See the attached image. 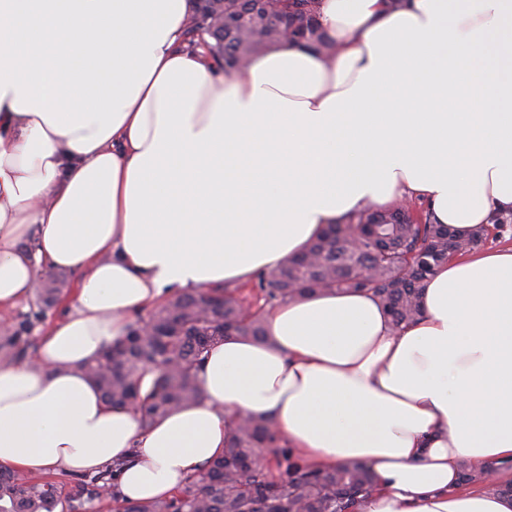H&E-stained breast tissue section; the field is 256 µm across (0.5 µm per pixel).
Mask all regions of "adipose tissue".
Listing matches in <instances>:
<instances>
[{"mask_svg": "<svg viewBox=\"0 0 512 512\" xmlns=\"http://www.w3.org/2000/svg\"><path fill=\"white\" fill-rule=\"evenodd\" d=\"M189 7L0 0V309L39 266L80 276L36 363L0 364V468L117 466L124 498L169 497L227 422L269 417L304 464L371 467L360 512H512L458 482L512 484V247L450 259L402 330L363 291L278 304L146 431L82 372L133 311L271 272L365 208L512 213V0H320L329 54L277 43L232 77L183 50ZM493 467H489L486 470H472L464 467L460 473V480L466 486L480 487L484 489L493 490L499 494L507 495L512 497L511 486L497 485L492 480Z\"/></svg>", "mask_w": 512, "mask_h": 512, "instance_id": "1", "label": "adipose tissue"}]
</instances>
